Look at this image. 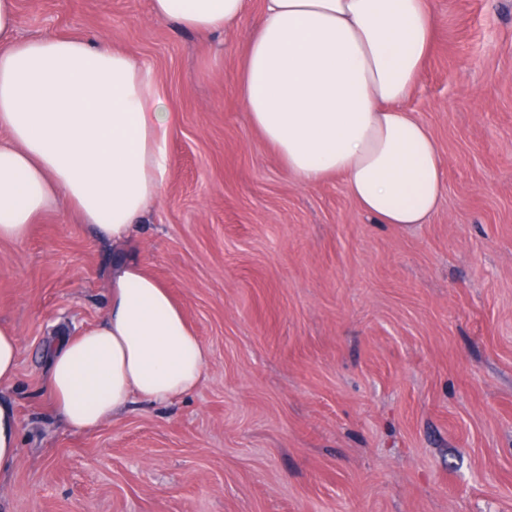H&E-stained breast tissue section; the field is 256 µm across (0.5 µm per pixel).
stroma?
I'll list each match as a JSON object with an SVG mask.
<instances>
[{
    "instance_id": "obj_1",
    "label": "stroma",
    "mask_w": 512,
    "mask_h": 512,
    "mask_svg": "<svg viewBox=\"0 0 512 512\" xmlns=\"http://www.w3.org/2000/svg\"><path fill=\"white\" fill-rule=\"evenodd\" d=\"M261 4L199 34L149 0H18L20 37H108L155 71L169 177L132 252L210 361L168 404L69 428L45 343L102 323L115 254L63 206L1 240L21 352L0 512H512V0H432L405 107L445 193L408 225L300 182L250 128L236 79Z\"/></svg>"
}]
</instances>
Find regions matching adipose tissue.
Masks as SVG:
<instances>
[{"label":"adipose tissue","mask_w":512,"mask_h":512,"mask_svg":"<svg viewBox=\"0 0 512 512\" xmlns=\"http://www.w3.org/2000/svg\"><path fill=\"white\" fill-rule=\"evenodd\" d=\"M248 0H150L154 17L206 34ZM0 0V240L67 206L113 249L163 192L173 126L150 66L109 40L19 39ZM434 30L430 0H262L238 95L250 126L299 181L342 179L381 224H423L444 193L437 143L403 104ZM107 316L48 347V391L89 431L134 400L165 404L204 380L209 354L169 290L134 257L109 274Z\"/></svg>","instance_id":"1"}]
</instances>
